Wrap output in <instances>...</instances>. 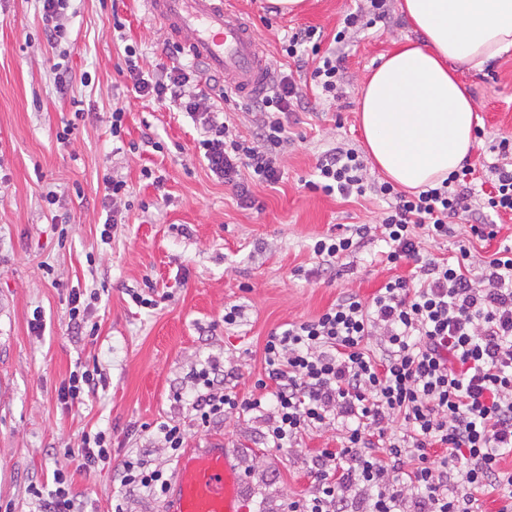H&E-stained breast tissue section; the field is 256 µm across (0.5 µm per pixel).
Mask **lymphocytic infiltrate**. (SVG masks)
Wrapping results in <instances>:
<instances>
[{
  "instance_id": "1",
  "label": "lymphocytic infiltrate",
  "mask_w": 512,
  "mask_h": 512,
  "mask_svg": "<svg viewBox=\"0 0 512 512\" xmlns=\"http://www.w3.org/2000/svg\"><path fill=\"white\" fill-rule=\"evenodd\" d=\"M321 43L315 27L286 37L281 51L296 70L277 74L249 98L245 108L255 128L248 139L215 110L210 90L223 99L228 93L204 64L146 70L129 45L125 70L135 97L191 118L210 174L250 207L254 185L280 179L288 142L283 117L308 103L300 73L309 72L320 96L335 102L344 96L343 58ZM201 81L206 91H191ZM489 150L493 162L463 166L414 193L372 178L355 149L323 152L306 188L344 199L372 195L387 206L377 225L350 224L317 239L316 257L335 266L376 230L387 246L386 266L408 265L410 275L389 279L370 302L348 293L318 317L271 333L259 396L239 398L218 361L192 370L196 426L268 406L269 448H294L307 432L341 427V448L314 459L315 492L289 501L287 512H482V496L493 492L502 502L498 512H512V469L502 466L512 455V243L497 240L499 218L512 215V137H499ZM461 224L469 237L451 256L421 250L420 238L448 239ZM474 239L498 246L482 256L470 245ZM373 336L381 339L377 356L367 348ZM397 423L403 434L394 433ZM437 448L445 451L438 460ZM118 479L131 491L168 490L162 471L140 461L125 462ZM357 485L367 497L352 496Z\"/></svg>"
}]
</instances>
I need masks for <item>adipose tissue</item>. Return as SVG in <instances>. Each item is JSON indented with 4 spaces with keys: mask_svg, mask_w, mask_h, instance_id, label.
Instances as JSON below:
<instances>
[{
    "mask_svg": "<svg viewBox=\"0 0 512 512\" xmlns=\"http://www.w3.org/2000/svg\"><path fill=\"white\" fill-rule=\"evenodd\" d=\"M400 10L422 40L394 42L358 106L373 164L414 192L470 154L475 106L457 69L480 71L512 51V0H401Z\"/></svg>",
    "mask_w": 512,
    "mask_h": 512,
    "instance_id": "adipose-tissue-1",
    "label": "adipose tissue"
}]
</instances>
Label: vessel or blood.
Wrapping results in <instances>:
<instances>
[{
  "label": "vessel or blood",
  "instance_id": "1",
  "mask_svg": "<svg viewBox=\"0 0 512 512\" xmlns=\"http://www.w3.org/2000/svg\"><path fill=\"white\" fill-rule=\"evenodd\" d=\"M152 19L185 42L240 95L263 90L271 64L252 24L225 0H143ZM242 479L223 444L187 450L179 460L166 512H242Z\"/></svg>",
  "mask_w": 512,
  "mask_h": 512
}]
</instances>
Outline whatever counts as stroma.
Listing matches in <instances>:
<instances>
[{"mask_svg": "<svg viewBox=\"0 0 512 512\" xmlns=\"http://www.w3.org/2000/svg\"><path fill=\"white\" fill-rule=\"evenodd\" d=\"M362 0H305L296 13L275 10L270 0H229L248 17L267 57L286 65L284 36L307 26L332 40L343 17ZM126 27L114 35L112 16ZM62 23L67 39L50 44L36 0H0V506L40 512L31 482L48 483L67 466L72 491L85 512H111L125 495L127 512H165L166 500L145 492L123 494L115 476L128 460H142L175 479L178 457L167 448L157 422L187 421L196 391L188 377L213 358L235 372L240 395L264 378L267 336L287 324L319 316L343 293L370 300L391 275L374 239L343 257L341 274H317L315 238L338 224H372L384 206L368 197L344 201L304 188L317 156L342 146L364 152L357 99L363 81L394 40L411 36L399 5L389 19L354 32L344 47L346 98L323 101L290 116L292 143L281 158V180L253 188L256 208L240 204L231 187L214 180L195 148L189 118L126 91L118 72L124 47L138 46L143 68L171 65L176 37L146 13L143 0H74ZM66 60L76 98L58 95L52 68ZM488 140L512 135V52L483 71L461 69ZM74 97V98H75ZM126 108L125 138L139 151L118 148L110 133L114 105ZM74 123L69 142L56 139ZM161 150L142 146L144 137ZM124 179L125 221L105 227L112 201L103 179ZM56 192L48 205L44 196ZM67 212L61 226L53 215ZM109 239H101L102 230ZM100 289L89 306L94 335L67 328L71 289ZM151 299L137 305L133 294ZM235 306L234 324L224 310ZM45 314L43 334L30 331L34 310ZM97 365L104 384L96 395L63 404L58 388L78 363ZM269 412L228 413L207 428L191 427L186 445L223 442L244 480L243 512H284L289 500L313 493V460L341 448L339 430L311 431L298 447L269 448L263 434ZM112 437L109 465L87 473L75 450L82 432Z\"/></svg>", "mask_w": 512, "mask_h": 512, "instance_id": "1", "label": "stroma"}]
</instances>
